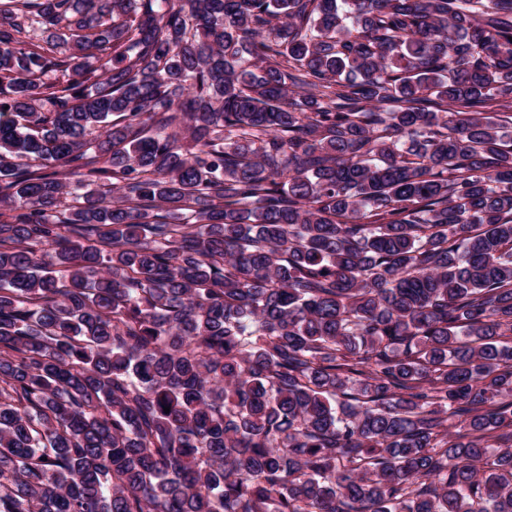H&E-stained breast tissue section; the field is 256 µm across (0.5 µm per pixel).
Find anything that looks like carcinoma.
I'll return each mask as SVG.
<instances>
[{
    "label": "carcinoma",
    "instance_id": "obj_1",
    "mask_svg": "<svg viewBox=\"0 0 512 512\" xmlns=\"http://www.w3.org/2000/svg\"><path fill=\"white\" fill-rule=\"evenodd\" d=\"M0 512H512V0H0Z\"/></svg>",
    "mask_w": 512,
    "mask_h": 512
}]
</instances>
